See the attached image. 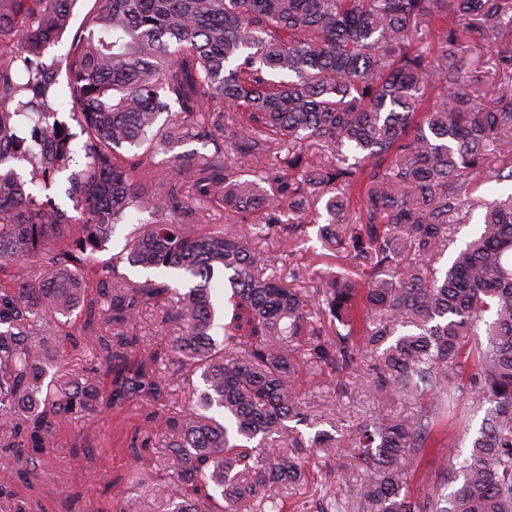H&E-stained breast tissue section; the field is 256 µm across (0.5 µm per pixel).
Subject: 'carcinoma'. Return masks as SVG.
Wrapping results in <instances>:
<instances>
[{"label":"carcinoma","mask_w":512,"mask_h":512,"mask_svg":"<svg viewBox=\"0 0 512 512\" xmlns=\"http://www.w3.org/2000/svg\"><path fill=\"white\" fill-rule=\"evenodd\" d=\"M75 3L0 0V467L29 485L61 422L149 405L150 426L125 444L159 462L176 499L193 512H284L268 490L302 470L283 446L330 449L326 433L307 441L288 425L306 421L297 367L334 372L369 353L380 388L418 409L359 429L358 512H512V192L478 195L481 174L512 160V90L480 91L464 46L496 44L512 81V0H94L71 34ZM433 26L434 51L419 37ZM68 33L64 59L49 57ZM62 73L86 136L84 167L67 178L82 224L14 166L44 184L70 168L54 108ZM192 141L201 150L173 153ZM188 196L232 223L201 234L173 219ZM315 201L323 243L357 271L321 278L316 299L270 273L244 234L295 246ZM478 209L476 236L439 271L448 225ZM145 212L157 220L128 264L178 270L186 291L96 259L115 225ZM39 254L51 262L30 278ZM218 272L233 303L220 342ZM80 306L76 337L62 318ZM151 306L182 333L150 349L138 332ZM70 338L93 353L80 375L51 350ZM196 374L195 402L159 415ZM453 391L490 408L469 457L448 449L440 484L459 488L414 497ZM0 512L47 510L0 484Z\"/></svg>","instance_id":"1"}]
</instances>
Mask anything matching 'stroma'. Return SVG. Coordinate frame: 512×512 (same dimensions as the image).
Listing matches in <instances>:
<instances>
[{
	"label": "stroma",
	"instance_id": "35a3bbf8",
	"mask_svg": "<svg viewBox=\"0 0 512 512\" xmlns=\"http://www.w3.org/2000/svg\"><path fill=\"white\" fill-rule=\"evenodd\" d=\"M253 245L276 258V269L283 276L288 275L294 264H307L314 253L319 256L318 269L349 275L354 272L351 265L336 257L334 250L323 246L315 224L309 227L307 241L298 244L293 253L283 252L278 243L260 238ZM373 365V359L363 356L349 368L330 376L300 374V397L307 421L300 424L299 430L307 439L316 431H328L332 451L312 464L298 483L271 486V495L286 500L288 512H336L335 497L340 493L348 505H355L362 484L355 448L357 428L378 415L403 417L415 413L414 402L377 390ZM487 409V402L460 396L456 411L459 420L468 425V432L449 429L441 438V446L422 457L419 474L430 478L438 475L448 460L449 450L468 457ZM140 420L139 410L127 408L60 424L54 432V447L38 485L42 501L55 506L60 497L69 495L76 497L81 512H118L123 504L129 505L132 512H169L170 487L154 472L144 470L138 486L121 480L136 465L122 446L121 434ZM81 431L103 445L97 462L74 459L73 445Z\"/></svg>",
	"mask_w": 512,
	"mask_h": 512
}]
</instances>
